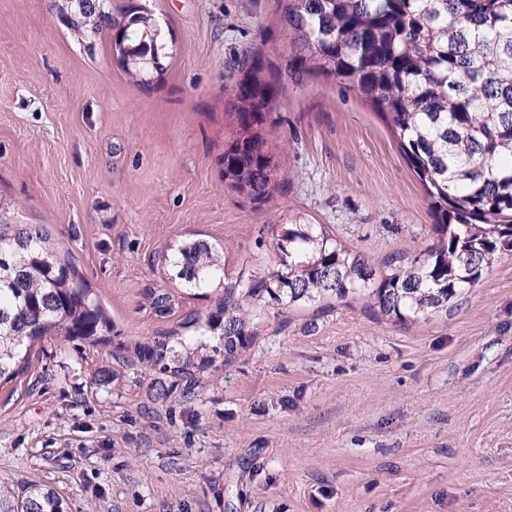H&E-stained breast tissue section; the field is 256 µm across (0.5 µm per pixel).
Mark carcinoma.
I'll return each instance as SVG.
<instances>
[{"mask_svg":"<svg viewBox=\"0 0 512 512\" xmlns=\"http://www.w3.org/2000/svg\"><path fill=\"white\" fill-rule=\"evenodd\" d=\"M106 0H62L56 9L82 33L114 30L126 74L159 68V24L146 9L106 11ZM294 36L286 70L298 85L333 78L383 118L430 199L435 241L416 256L392 255L381 271L321 224L277 236L278 267L224 282V253L201 239L173 248L172 267L190 287L224 289L205 318L192 314L161 340L127 347L130 360L171 374L189 393L197 373L246 347L270 304L293 305L363 293L382 317L415 322L448 313L503 255L512 256V0H286ZM224 136V181L251 203L281 186L267 128L282 86L264 80L262 57L240 62ZM0 384L27 372L30 351L59 336L89 346L111 340L112 321L68 254L46 231L0 206ZM219 335L208 346L206 335ZM211 355L202 357V352ZM0 512H67L51 488L23 496L0 484Z\"/></svg>","mask_w":512,"mask_h":512,"instance_id":"carcinoma-1","label":"carcinoma"}]
</instances>
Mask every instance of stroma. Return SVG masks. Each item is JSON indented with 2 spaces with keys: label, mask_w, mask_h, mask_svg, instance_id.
Returning <instances> with one entry per match:
<instances>
[{
  "label": "stroma",
  "mask_w": 512,
  "mask_h": 512,
  "mask_svg": "<svg viewBox=\"0 0 512 512\" xmlns=\"http://www.w3.org/2000/svg\"><path fill=\"white\" fill-rule=\"evenodd\" d=\"M108 7L160 23L168 56L147 83L111 31L71 30L54 0H0V202L70 253L112 319L111 345L48 338L0 386V481L50 486L69 512H512L511 256L418 322L377 317L363 295L271 306L190 394L119 361L214 308L169 245L222 247L233 279L277 265L274 237L297 218L377 270L433 232L372 107L336 81L288 78L283 0ZM249 52L283 87L268 133L285 146L282 184L256 205L224 183V109Z\"/></svg>",
  "instance_id": "stroma-1"
}]
</instances>
